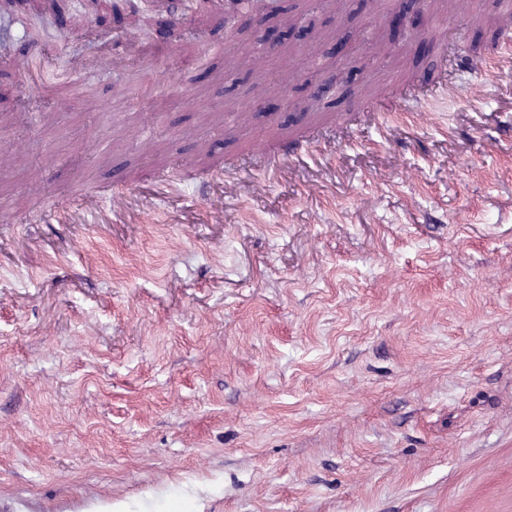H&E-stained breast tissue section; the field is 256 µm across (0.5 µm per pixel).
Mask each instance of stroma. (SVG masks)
<instances>
[{
	"instance_id": "35a3bbf8",
	"label": "stroma",
	"mask_w": 512,
	"mask_h": 512,
	"mask_svg": "<svg viewBox=\"0 0 512 512\" xmlns=\"http://www.w3.org/2000/svg\"><path fill=\"white\" fill-rule=\"evenodd\" d=\"M400 2L203 22L222 48L207 75L181 65L193 43L160 37V10L133 46L85 0L64 29L0 14V512H512V71L438 70L444 52L492 53L505 8L466 0L415 64L413 39L376 38ZM288 14L315 33L348 21L346 56L289 52L292 107L227 127L258 83L237 45ZM55 42L22 98L13 61ZM109 50L131 68L74 82ZM442 74L418 128L364 123L380 89ZM341 114L352 139L254 186L256 141L275 153ZM233 157L227 184L160 200L163 172ZM38 182L97 201L36 224Z\"/></svg>"
}]
</instances>
